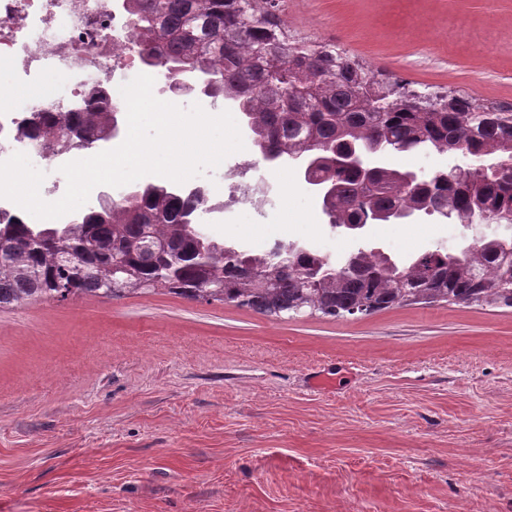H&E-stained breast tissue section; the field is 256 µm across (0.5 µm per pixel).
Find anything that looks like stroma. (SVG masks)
<instances>
[{"mask_svg":"<svg viewBox=\"0 0 512 512\" xmlns=\"http://www.w3.org/2000/svg\"><path fill=\"white\" fill-rule=\"evenodd\" d=\"M422 96L512 106V0H280ZM268 213L208 234L341 260L291 167ZM440 216L370 226L395 257L460 248ZM0 512H512V308L271 317L164 291L0 311Z\"/></svg>","mask_w":512,"mask_h":512,"instance_id":"stroma-1","label":"stroma"}]
</instances>
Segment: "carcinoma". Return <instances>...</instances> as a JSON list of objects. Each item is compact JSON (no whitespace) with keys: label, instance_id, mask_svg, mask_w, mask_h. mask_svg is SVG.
<instances>
[{"label":"carcinoma","instance_id":"carcinoma-1","mask_svg":"<svg viewBox=\"0 0 512 512\" xmlns=\"http://www.w3.org/2000/svg\"><path fill=\"white\" fill-rule=\"evenodd\" d=\"M124 12L143 63L167 78L174 69L207 72L214 98L246 110L254 137L281 163L306 153L326 161L313 177L334 186L331 215L352 222L367 206L415 209L419 192L467 225L483 212L512 215V168L498 175L438 171L422 187L404 184L382 165L361 170L331 165L336 145L393 142L402 153L470 155L512 161V110L467 97L432 112L411 103L399 83L328 45L292 44L279 0H126ZM197 198L138 189L112 207L89 212L37 249L24 241L35 225L0 223V310L71 296L114 298L159 290L212 303H233L267 316L347 318L416 304L464 303L512 308V237L472 241L464 253L436 248L394 260L360 247L352 265L333 264L308 248L288 268L270 251L226 244L192 225Z\"/></svg>","mask_w":512,"mask_h":512}]
</instances>
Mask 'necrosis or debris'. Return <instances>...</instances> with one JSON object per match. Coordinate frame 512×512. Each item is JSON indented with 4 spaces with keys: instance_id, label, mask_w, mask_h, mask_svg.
Listing matches in <instances>:
<instances>
[{
    "instance_id": "4bbe7bcc",
    "label": "necrosis or debris",
    "mask_w": 512,
    "mask_h": 512,
    "mask_svg": "<svg viewBox=\"0 0 512 512\" xmlns=\"http://www.w3.org/2000/svg\"><path fill=\"white\" fill-rule=\"evenodd\" d=\"M142 71L128 18L112 0H0V161L23 152L33 165L56 170L83 158L81 148L63 154L43 138L18 137L17 127L45 114L77 123L78 110L99 90L124 107L118 87ZM22 85H44L48 92L35 106L21 105L16 90ZM259 166L240 158L225 168V207L273 205L275 187L255 176Z\"/></svg>"
}]
</instances>
